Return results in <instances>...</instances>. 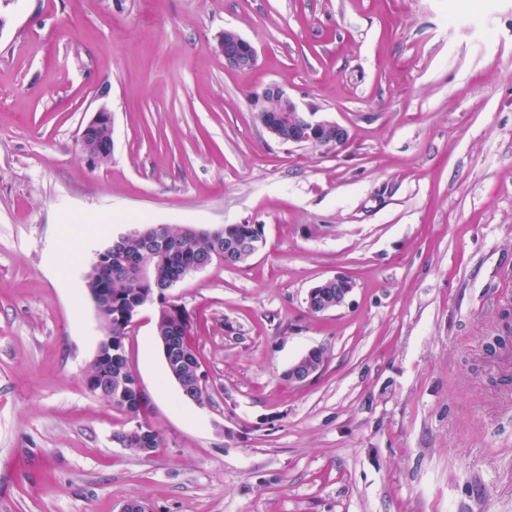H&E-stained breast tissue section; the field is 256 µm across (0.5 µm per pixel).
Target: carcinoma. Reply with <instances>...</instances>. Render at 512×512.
Masks as SVG:
<instances>
[{
  "mask_svg": "<svg viewBox=\"0 0 512 512\" xmlns=\"http://www.w3.org/2000/svg\"><path fill=\"white\" fill-rule=\"evenodd\" d=\"M257 233L255 224H238L233 228L216 227L214 233L197 236L184 232L178 226H169L170 237L177 242V246L170 249L167 245L159 244L156 251L164 257L154 259L152 277L144 280L140 277L136 266L121 268V259L112 258V279L105 283L107 292L112 295V326L106 337L112 339V359L103 366L91 367V374H100L112 382V388H103L97 391L112 408L126 416H134L144 422L145 427L137 434L127 433L123 428L114 434L117 442L126 448H158L160 447V433L145 418L142 417L144 409L143 399L136 387V379L128 366L125 351L119 346L125 345L130 325L123 321L122 311L135 303L141 293L147 289L164 291L167 284L179 273L186 271L198 261L207 259L211 262L224 261V250L229 241L237 239L245 241ZM161 311L156 314V326L164 336H171L166 367L180 374L183 396L189 399H212L208 389L201 387L198 381V372L201 365L197 352L189 341L191 328H186L179 335H170L175 319L168 314L170 301L161 298Z\"/></svg>",
  "mask_w": 512,
  "mask_h": 512,
  "instance_id": "1",
  "label": "carcinoma"
}]
</instances>
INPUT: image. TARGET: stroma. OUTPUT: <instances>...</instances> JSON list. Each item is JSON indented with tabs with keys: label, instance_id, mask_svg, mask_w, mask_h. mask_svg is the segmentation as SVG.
<instances>
[{
	"label": "stroma",
	"instance_id": "obj_1",
	"mask_svg": "<svg viewBox=\"0 0 512 512\" xmlns=\"http://www.w3.org/2000/svg\"><path fill=\"white\" fill-rule=\"evenodd\" d=\"M0 512H512V0H0ZM234 29L255 69L225 68ZM277 83L348 128L288 147ZM112 159L78 138L99 108ZM146 224H260L169 294L211 405L125 340L162 437L116 443L86 385L97 251ZM338 274L347 302L314 315ZM327 360L288 382L309 349ZM270 100L279 103L277 109L268 106ZM251 112L256 122L279 143L321 149H344L350 140L348 129L319 112L305 111L280 85L271 83L253 92L250 98ZM271 112H287L275 118ZM313 147V148H319ZM105 127L112 132V114L108 109L102 107L85 124L79 136L78 142L81 152L87 162L93 167L101 164L106 153L112 156V141L107 149H103L95 137V133ZM325 281L336 282L323 289L331 298L335 299L336 297V300L328 299L321 289ZM353 289V281L346 276L336 275L332 278L324 279L309 289L305 298L307 309L316 314L330 312L334 309L335 305L336 307L343 305Z\"/></svg>",
	"mask_w": 512,
	"mask_h": 512
}]
</instances>
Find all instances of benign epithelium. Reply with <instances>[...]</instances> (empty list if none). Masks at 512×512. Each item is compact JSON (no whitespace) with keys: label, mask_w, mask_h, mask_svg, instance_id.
Wrapping results in <instances>:
<instances>
[{"label":"benign epithelium","mask_w":512,"mask_h":512,"mask_svg":"<svg viewBox=\"0 0 512 512\" xmlns=\"http://www.w3.org/2000/svg\"><path fill=\"white\" fill-rule=\"evenodd\" d=\"M219 50L224 56V66L238 71L253 69L257 63V50L254 45L233 29L224 30L219 41ZM251 112L256 122L274 139L282 144L312 147L316 144L327 150H342L350 140L348 129L313 111H306L280 85L271 83L253 92L250 98ZM112 128V113L102 107L85 124L79 136V146L87 162L95 167L101 164L105 154L112 148L103 149L95 133L102 128ZM149 247L162 242L167 236V225L154 224L140 231ZM336 283V299L330 300L324 294L323 283L309 289L305 298L307 309L317 314L330 312L343 305L354 289L353 281L342 275L331 278ZM159 296L147 290L141 294L139 302L124 311V319L135 323V318L146 307H156ZM321 349L312 348L295 361L287 370L288 381L304 383L321 370Z\"/></svg>","instance_id":"benign-epithelium-1"}]
</instances>
